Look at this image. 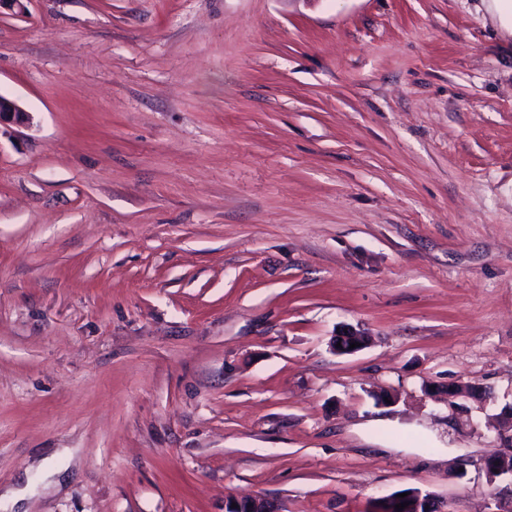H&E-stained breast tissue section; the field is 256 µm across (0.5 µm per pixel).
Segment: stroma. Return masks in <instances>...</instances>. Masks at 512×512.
Segmentation results:
<instances>
[{
  "instance_id": "stroma-1",
  "label": "stroma",
  "mask_w": 512,
  "mask_h": 512,
  "mask_svg": "<svg viewBox=\"0 0 512 512\" xmlns=\"http://www.w3.org/2000/svg\"><path fill=\"white\" fill-rule=\"evenodd\" d=\"M0 93V512H512L491 0H29ZM31 120L30 112H26L15 100L0 94V127L2 123L27 127Z\"/></svg>"
}]
</instances>
